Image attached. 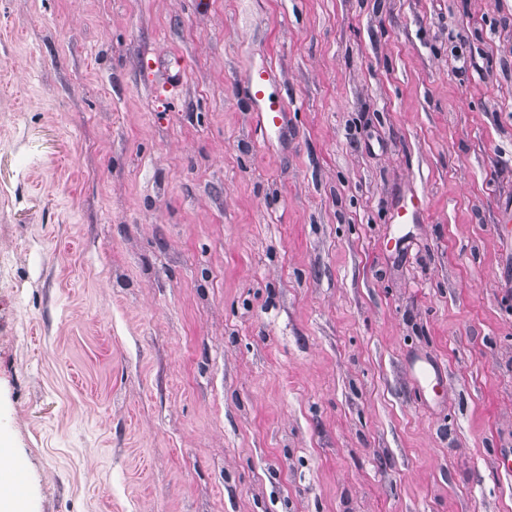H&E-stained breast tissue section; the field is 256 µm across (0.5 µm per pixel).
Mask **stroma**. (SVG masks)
Wrapping results in <instances>:
<instances>
[{
	"label": "stroma",
	"instance_id": "stroma-1",
	"mask_svg": "<svg viewBox=\"0 0 512 512\" xmlns=\"http://www.w3.org/2000/svg\"><path fill=\"white\" fill-rule=\"evenodd\" d=\"M511 203L512 0H0L25 512H512ZM276 74L269 64L252 68L244 82L245 94L254 106L256 129L263 140L282 136L288 128L286 102L273 90ZM413 380L422 389L438 386L443 381L441 368L428 360L417 361L413 366Z\"/></svg>",
	"mask_w": 512,
	"mask_h": 512
}]
</instances>
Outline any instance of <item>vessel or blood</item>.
Segmentation results:
<instances>
[{
    "label": "vessel or blood",
    "mask_w": 512,
    "mask_h": 512,
    "mask_svg": "<svg viewBox=\"0 0 512 512\" xmlns=\"http://www.w3.org/2000/svg\"><path fill=\"white\" fill-rule=\"evenodd\" d=\"M276 74L264 64L249 71L244 82L245 94L254 106L256 129L263 140L283 135L288 128L286 102L274 89ZM413 380L419 387L437 386L443 380L437 363L422 360L413 366Z\"/></svg>",
    "instance_id": "obj_1"
}]
</instances>
